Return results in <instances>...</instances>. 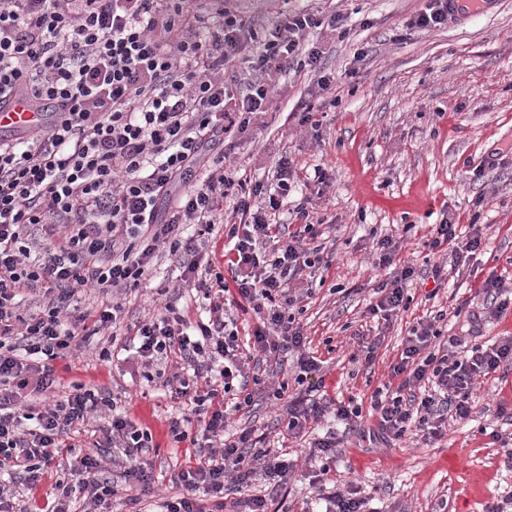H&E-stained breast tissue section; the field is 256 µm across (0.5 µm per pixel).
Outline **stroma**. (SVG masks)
<instances>
[{
	"instance_id": "1",
	"label": "stroma",
	"mask_w": 512,
	"mask_h": 512,
	"mask_svg": "<svg viewBox=\"0 0 512 512\" xmlns=\"http://www.w3.org/2000/svg\"><path fill=\"white\" fill-rule=\"evenodd\" d=\"M429 0H230L255 31L268 28L283 13L310 10L340 14L341 33L313 29L308 41L323 50L322 67L335 76L331 91L315 77L288 68L279 77L276 109L252 116L246 132L224 137L225 164L246 177L248 185L270 187L280 157H288L299 180L277 210L275 220L291 224L293 210L310 199L320 218L317 238L324 259L313 274L312 293L303 299L296 320L304 343L316 357L325 394L369 404L388 382L390 366L417 319L458 305L478 313L471 335L487 341L512 333V308L501 316L482 315L487 298L479 284L489 270L508 272L512 290V0H501L493 15H476L430 31L408 29ZM319 108V124L303 122L306 105ZM481 166V174L467 165ZM323 169L327 187H319L315 169ZM458 224H487L491 233L477 255V269L438 285L428 275L441 262L429 248L432 225L443 216ZM409 230L393 262L415 265L406 282V310L390 320L372 318L367 305L385 274L374 268V249L395 225ZM183 257L160 245L148 272L123 290L121 324L103 330L85 348L53 366L56 388L34 397L44 406L62 399L73 384L98 388L114 398L125 415L152 435L148 460L153 482L148 490L123 482L119 448L99 450L111 416L95 413L76 425L72 442L78 452L102 454L105 474L119 492L112 512H156L174 496L173 476L195 454L189 437L177 439L172 419L186 404L171 399L163 381L176 368L170 361L146 367L125 351L126 328L173 306L187 321L205 317L203 301L183 281ZM120 347L104 360L102 347ZM375 343L372 359L357 358L359 343ZM262 382L249 385L251 403L229 420V433L251 431L263 447L286 450L295 466L286 489L272 495L269 512H323L313 474L319 465L310 446L319 438L340 444L330 461L326 483L353 484L373 512H487L512 498V469L504 463L492 432L512 426V369L477 382L468 420L449 423L433 442L403 439L384 444L346 432L333 413H325L302 435L288 437L282 403L273 391L288 381L301 392L295 356L282 364L258 362Z\"/></svg>"
}]
</instances>
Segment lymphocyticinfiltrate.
Here are the masks:
<instances>
[{
    "mask_svg": "<svg viewBox=\"0 0 512 512\" xmlns=\"http://www.w3.org/2000/svg\"><path fill=\"white\" fill-rule=\"evenodd\" d=\"M217 19L203 25L199 0H5L0 5V104L12 95L28 97L48 115L28 135L0 139V471L23 474L36 488L45 475L68 464L73 484L58 485L60 504L46 512H65L63 500L82 494L91 512L108 505L118 486L100 475V463L78 456L68 438L74 426L102 409L113 413L103 431L105 444L121 445L129 462L124 478L149 486L152 472L143 456L152 437L126 415L115 399L74 385L64 399L41 408L15 406L25 392L43 393L58 379L54 360L67 356L86 337L117 324L121 301L98 315L73 311L86 285L99 291L131 287L145 274L158 245L170 253L192 255L199 246L184 234L189 224L205 231L223 225L232 239L227 272L187 266L191 284L208 303L207 319L187 323L167 315L135 325V352L149 365L178 355L202 389L166 380L176 397L194 405L202 436L222 445L219 455L191 458L178 471L179 496L162 512H226L224 479L246 482L253 469L250 434L224 435L229 412L251 402L234 310L251 307L259 316L251 341L265 354L299 351L300 380L319 390L316 358L301 354L303 335L277 298L299 290L302 273L319 263L318 248L307 247L319 230L306 204L295 208L300 228L283 233L273 220L287 197L295 172L287 158L275 165L277 191L261 186L230 195L236 171L210 167L213 154L232 129H244L250 115L268 111L281 73L289 65L317 73L328 90L333 77L322 74L323 51L306 47L308 30L340 27L311 11L283 15L263 36L236 12L218 7ZM249 66L237 71L240 57ZM233 81H225L226 70ZM209 166L201 181L197 168ZM232 206H225V198ZM489 227L472 225L460 235L453 219L434 225L429 247L442 253L431 276L445 282L486 243ZM38 259H31L33 246ZM377 266L385 270L370 314L392 315L407 307L404 284L414 269L392 270L396 236L377 243ZM43 291L47 305L22 314L24 294ZM444 311L420 318L411 327L391 369L392 382L376 389L369 407L338 402L336 416L350 430L365 417L377 422L387 441L407 435L440 437L448 418L469 419L474 381L512 367V336L472 343L453 336L436 351ZM221 363V385L208 382ZM287 403L286 431L299 436L317 422L326 404L275 390ZM205 498H198V491Z\"/></svg>",
    "mask_w": 512,
    "mask_h": 512,
    "instance_id": "f902f5d3",
    "label": "lymphocytic infiltrate"
}]
</instances>
